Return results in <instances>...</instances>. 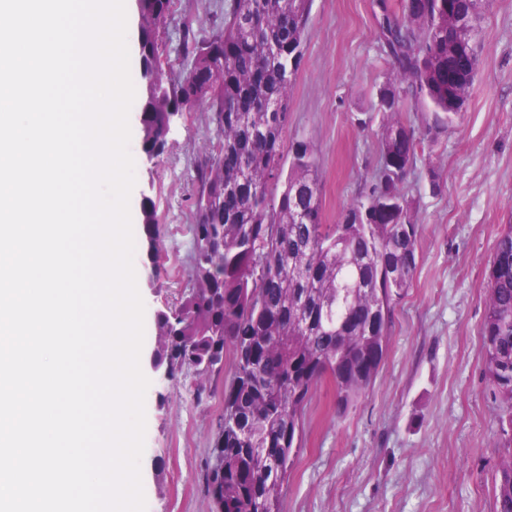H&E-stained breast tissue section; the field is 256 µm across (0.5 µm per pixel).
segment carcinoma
I'll return each instance as SVG.
<instances>
[{"mask_svg": "<svg viewBox=\"0 0 512 512\" xmlns=\"http://www.w3.org/2000/svg\"><path fill=\"white\" fill-rule=\"evenodd\" d=\"M311 3L228 0L218 34L180 40L200 80H169L141 107L151 156L164 153L173 114L203 103L218 137L198 173L189 291L156 316L154 348L172 376L195 375L199 400L224 359L231 362L206 471L213 512H282L314 385L330 379L344 412L375 379L393 301L417 267L419 225L400 191L416 144L399 112L423 98L435 124L452 122L477 71L483 0H403L402 19L386 15L380 38L398 83L380 95L390 122L378 174L362 199L326 224L316 150L307 139L284 138ZM171 6L141 0V71L157 62ZM142 227L148 252H157L148 207ZM480 334L503 411L494 512H512V223L490 262Z\"/></svg>", "mask_w": 512, "mask_h": 512, "instance_id": "cac0c4a2", "label": "carcinoma"}]
</instances>
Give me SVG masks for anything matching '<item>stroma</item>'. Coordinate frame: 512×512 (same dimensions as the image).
<instances>
[{
    "label": "stroma",
    "instance_id": "1",
    "mask_svg": "<svg viewBox=\"0 0 512 512\" xmlns=\"http://www.w3.org/2000/svg\"><path fill=\"white\" fill-rule=\"evenodd\" d=\"M386 8L400 12L401 0L312 2L285 136L314 145L329 224L377 175L386 121L378 97L396 78L379 37ZM223 25L224 0H173L171 38H208ZM477 52L478 73L453 124L435 125L425 101L401 115L418 142L401 184L420 226L418 265L394 302L388 347L362 398L341 413L329 381L313 388L284 512H494L500 411L480 328L490 261L512 221V0H488ZM210 115L205 105L180 114L163 155L150 160L138 133L141 109L130 110L131 217L152 204L161 229L157 265L146 262L143 248L134 254L148 325L189 282L197 174L217 143ZM155 345L144 341L140 355L150 378L141 459L146 512H211L206 459L222 388L211 386L199 401L192 374L153 377Z\"/></svg>",
    "mask_w": 512,
    "mask_h": 512
}]
</instances>
